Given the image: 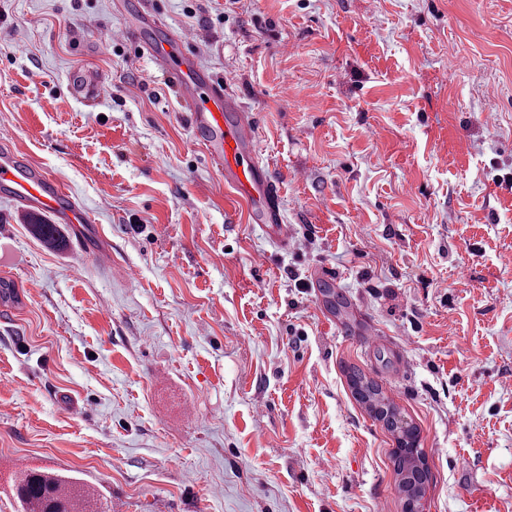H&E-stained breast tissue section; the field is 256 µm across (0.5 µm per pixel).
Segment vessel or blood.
Wrapping results in <instances>:
<instances>
[{"label": "vessel or blood", "mask_w": 512, "mask_h": 512, "mask_svg": "<svg viewBox=\"0 0 512 512\" xmlns=\"http://www.w3.org/2000/svg\"><path fill=\"white\" fill-rule=\"evenodd\" d=\"M119 6L127 19L124 35L138 44L177 93L189 112L194 139L220 167L225 186L246 202L252 223L287 244L279 192L257 156L253 117L202 63L188 40L164 24L153 0H120ZM0 188L20 204L52 214L57 223L74 225L82 252L111 263L112 248L95 232L90 213L45 169L7 144L0 146Z\"/></svg>", "instance_id": "b4317fda"}]
</instances>
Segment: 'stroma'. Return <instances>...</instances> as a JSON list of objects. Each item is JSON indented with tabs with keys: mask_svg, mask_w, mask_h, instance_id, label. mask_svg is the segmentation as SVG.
Wrapping results in <instances>:
<instances>
[{
	"mask_svg": "<svg viewBox=\"0 0 512 512\" xmlns=\"http://www.w3.org/2000/svg\"><path fill=\"white\" fill-rule=\"evenodd\" d=\"M155 2L255 117L289 245L117 0H0V137L112 243L0 194V512L22 468L112 512H407L353 370L416 427L425 512H512V0Z\"/></svg>",
	"mask_w": 512,
	"mask_h": 512,
	"instance_id": "35a3bbf8",
	"label": "stroma"
}]
</instances>
